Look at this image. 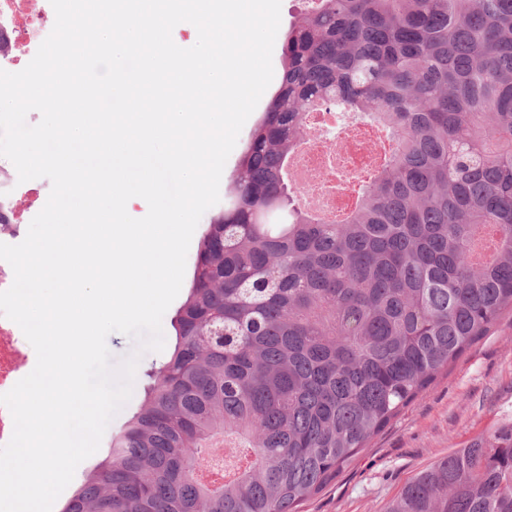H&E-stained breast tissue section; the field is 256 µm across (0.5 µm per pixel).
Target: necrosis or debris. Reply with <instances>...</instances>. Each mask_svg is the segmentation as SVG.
Masks as SVG:
<instances>
[{
	"mask_svg": "<svg viewBox=\"0 0 512 512\" xmlns=\"http://www.w3.org/2000/svg\"><path fill=\"white\" fill-rule=\"evenodd\" d=\"M54 26L48 10L33 7L29 0H0V69L14 66L22 48L37 47ZM343 140L347 157L340 171L350 182L362 177L371 158L366 150L377 142L375 129L366 124L351 127ZM325 148L317 137L307 135L302 149L296 154L291 182L306 195L314 196L322 214L333 216L352 204V193L328 194L322 188L320 160ZM32 207L30 196L19 184L14 165L0 160V240L13 238L11 228L20 222ZM27 352L23 336L16 324L0 320V393L9 391L22 377L20 363Z\"/></svg>",
	"mask_w": 512,
	"mask_h": 512,
	"instance_id": "obj_1",
	"label": "necrosis or debris"
}]
</instances>
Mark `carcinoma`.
Here are the masks:
<instances>
[{
  "label": "carcinoma",
  "instance_id": "cac0c4a2",
  "mask_svg": "<svg viewBox=\"0 0 512 512\" xmlns=\"http://www.w3.org/2000/svg\"><path fill=\"white\" fill-rule=\"evenodd\" d=\"M307 2L173 348L62 512H299L512 310V0ZM326 108L389 142L336 220L288 183ZM387 512H512V429Z\"/></svg>",
  "mask_w": 512,
  "mask_h": 512
}]
</instances>
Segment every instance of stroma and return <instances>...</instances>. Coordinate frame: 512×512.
I'll list each match as a JSON object with an SVG mask.
<instances>
[{"instance_id": "1", "label": "stroma", "mask_w": 512, "mask_h": 512, "mask_svg": "<svg viewBox=\"0 0 512 512\" xmlns=\"http://www.w3.org/2000/svg\"><path fill=\"white\" fill-rule=\"evenodd\" d=\"M278 90L270 84L244 124L221 177L234 187L242 152ZM512 427V312H504L459 359L371 439L334 482L302 512H386L406 482L453 449Z\"/></svg>"}]
</instances>
